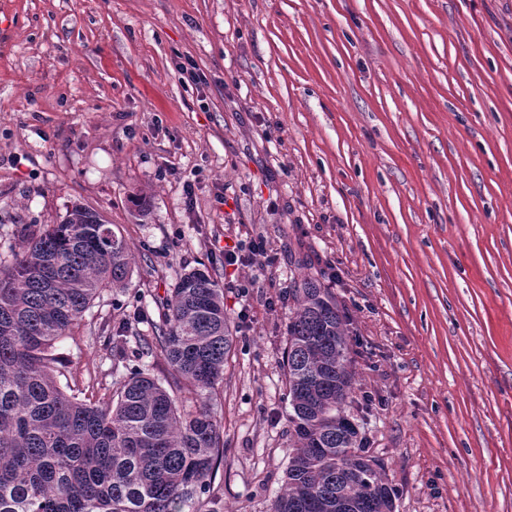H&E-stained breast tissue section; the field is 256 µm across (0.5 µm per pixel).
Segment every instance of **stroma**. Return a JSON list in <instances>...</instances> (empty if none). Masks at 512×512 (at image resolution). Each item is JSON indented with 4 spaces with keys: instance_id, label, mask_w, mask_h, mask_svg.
I'll return each instance as SVG.
<instances>
[{
    "instance_id": "35a3bbf8",
    "label": "stroma",
    "mask_w": 512,
    "mask_h": 512,
    "mask_svg": "<svg viewBox=\"0 0 512 512\" xmlns=\"http://www.w3.org/2000/svg\"><path fill=\"white\" fill-rule=\"evenodd\" d=\"M75 202L135 263L55 345L60 385L170 382L160 301L192 269L224 290L202 512L281 491L308 277L352 323L347 413L395 512H512V0H0V259ZM257 236L272 266H225Z\"/></svg>"
}]
</instances>
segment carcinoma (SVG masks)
<instances>
[{
	"label": "carcinoma",
	"mask_w": 512,
	"mask_h": 512,
	"mask_svg": "<svg viewBox=\"0 0 512 512\" xmlns=\"http://www.w3.org/2000/svg\"><path fill=\"white\" fill-rule=\"evenodd\" d=\"M102 220L74 204L0 261V512H201L224 460L212 395L235 336L207 271L181 274L161 302L177 392L140 367L103 405L58 382L55 343L132 272V247ZM293 298L282 365L294 446L271 512H393L384 466L345 415L349 320L314 280Z\"/></svg>",
	"instance_id": "obj_1"
}]
</instances>
